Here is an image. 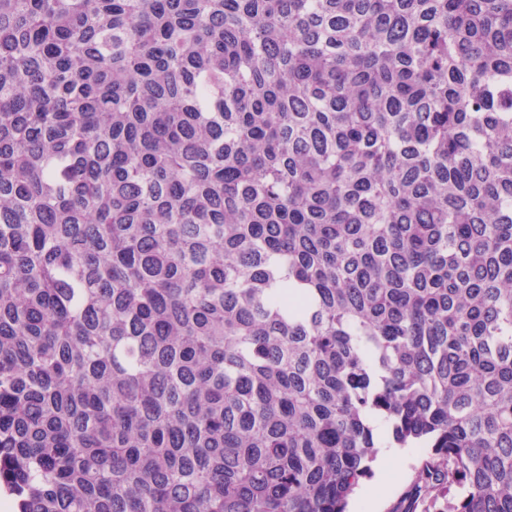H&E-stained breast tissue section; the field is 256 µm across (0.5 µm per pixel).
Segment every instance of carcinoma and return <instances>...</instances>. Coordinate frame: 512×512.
I'll list each match as a JSON object with an SVG mask.
<instances>
[{
	"mask_svg": "<svg viewBox=\"0 0 512 512\" xmlns=\"http://www.w3.org/2000/svg\"><path fill=\"white\" fill-rule=\"evenodd\" d=\"M512 512V0H0L15 512ZM390 451H395L399 454L397 461V477L389 484L385 492L386 486L391 479V472L388 468V459L383 458L375 465V476L368 490V494L373 501H379L385 493L381 507L376 508L365 495L368 481L372 479L374 475L371 469V474L362 480L358 492H355L350 499L348 505L349 512H375V510H377V512H388L391 506L411 484L415 476L416 468L424 455V449L379 448L378 454L384 455Z\"/></svg>",
	"mask_w": 512,
	"mask_h": 512,
	"instance_id": "cac0c4a2",
	"label": "carcinoma"
}]
</instances>
